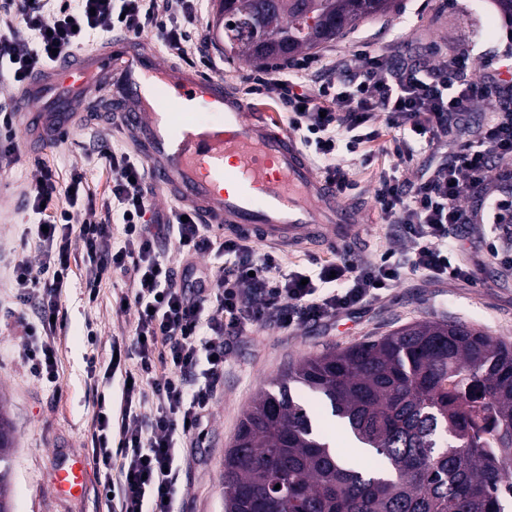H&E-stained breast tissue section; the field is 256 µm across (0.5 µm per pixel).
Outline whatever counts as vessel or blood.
<instances>
[{
  "label": "vessel or blood",
  "mask_w": 512,
  "mask_h": 512,
  "mask_svg": "<svg viewBox=\"0 0 512 512\" xmlns=\"http://www.w3.org/2000/svg\"><path fill=\"white\" fill-rule=\"evenodd\" d=\"M99 84L111 90L101 117L132 141L157 196L231 237L287 246L350 241L356 214L290 133L271 128L222 81L162 61L134 37L66 54L12 90L27 148L74 130ZM87 480L81 459L54 475L57 492L71 496L82 495Z\"/></svg>",
  "instance_id": "b4317fda"
}]
</instances>
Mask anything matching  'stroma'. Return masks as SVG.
<instances>
[{"label":"stroma","instance_id":"stroma-1","mask_svg":"<svg viewBox=\"0 0 512 512\" xmlns=\"http://www.w3.org/2000/svg\"><path fill=\"white\" fill-rule=\"evenodd\" d=\"M143 41L168 62L198 61L200 53L222 58L218 73L225 89L244 94L245 77L252 65L224 56L218 43L202 39L189 45L187 56L165 50L152 31ZM360 42L370 43L398 62L425 59L437 52L447 59L459 50H471L478 73H494L502 56L512 51V22L502 17L492 0H402L398 12L367 19L343 39L318 49L326 61L351 54ZM254 112L266 114L272 126L285 125L280 103L257 95L245 96ZM105 141L119 151L131 150L129 140L108 134L97 119H90L61 141L38 152L20 150L18 160L0 176V247L10 248L26 237L38 222L22 191L50 168L59 184H67L72 171L85 175V190L77 209L81 215L106 217L112 203L111 174L92 150V139ZM343 163L357 183L348 202L359 213L351 251L360 259L398 247L395 227L374 201L373 189L381 167L389 158L378 155L374 165L363 166L359 155L344 154ZM477 214L467 233L473 240L465 260L473 283L433 280L406 272L387 296L368 302L351 315L325 323L307 322L291 331L266 324L245 331L235 343L224 368V390L205 423L203 445L187 449L176 503L178 512H224V453L230 448L244 412L280 371L301 357L326 349H340L383 336L422 320H455L473 325L512 344V271L487 250L498 240L512 246V230L487 221L488 205L482 199L468 202ZM70 280L59 290L60 310L67 322L65 333L55 339L57 385L34 379L21 352L23 330L13 304V279L8 266L0 265V400L4 401L15 431L10 456L12 512H102L97 480L89 478L82 496L59 495L53 484L55 467L66 466L72 454L90 456V434L95 407L89 393L91 380H103L114 337L130 336L134 316L117 310L130 279L121 272L103 281L96 301L84 293L86 270L72 264ZM97 331L98 342L88 345L86 334Z\"/></svg>","mask_w":512,"mask_h":512}]
</instances>
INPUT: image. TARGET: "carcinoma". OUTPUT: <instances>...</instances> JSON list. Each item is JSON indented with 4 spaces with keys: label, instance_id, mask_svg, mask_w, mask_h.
I'll use <instances>...</instances> for the list:
<instances>
[{
    "label": "carcinoma",
    "instance_id": "cac0c4a2",
    "mask_svg": "<svg viewBox=\"0 0 512 512\" xmlns=\"http://www.w3.org/2000/svg\"><path fill=\"white\" fill-rule=\"evenodd\" d=\"M400 0H218L224 52L258 64L344 38ZM318 393L361 448L336 451L290 392ZM224 456V512H505L512 494V345L426 320L287 367ZM12 422L0 404V512Z\"/></svg>",
    "mask_w": 512,
    "mask_h": 512
}]
</instances>
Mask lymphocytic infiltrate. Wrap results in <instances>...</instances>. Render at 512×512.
<instances>
[{
  "label": "lymphocytic infiltrate",
  "mask_w": 512,
  "mask_h": 512,
  "mask_svg": "<svg viewBox=\"0 0 512 512\" xmlns=\"http://www.w3.org/2000/svg\"><path fill=\"white\" fill-rule=\"evenodd\" d=\"M201 21L202 0H65L50 18L39 0H27L16 12L9 0H0V70L22 83L50 66L55 54L81 49L92 31L106 26L134 37L153 29L180 54ZM322 68L317 58L270 64L250 74L247 91L281 103L289 128L335 183L337 195L357 187L337 160L340 149L361 153L368 163L370 145L388 138L390 165L380 172L374 197L404 241L403 252L387 250L361 261L344 250L315 272L280 273L276 252L255 254L242 239L214 241L197 219H183L179 210L154 222L146 164L103 143L97 155L113 175L111 219L79 217V172L62 191L52 172L42 170L25 192L33 211L48 215L45 230L34 233L38 260L13 262L17 305L38 303L37 323L22 325L23 357L33 377L56 380L51 317L70 277L72 240L82 244L88 299H96L112 271L133 274L123 296L136 312L133 337L113 339L109 362L113 372L126 360L136 362L132 382L122 390L120 418L112 416L111 394L92 391L98 413L92 457L108 512H175L182 444L199 433L224 382L232 346L247 328L334 320L393 288L408 269L436 280L473 279L467 266L450 259L464 247L452 229L472 223L464 199L486 191L497 162L512 156V73L477 75L467 51L435 64H399L369 45L357 46L335 76L312 82V72ZM481 100L496 102V109L477 138H461ZM454 133L459 139L446 162L417 182L399 178L422 147L441 148ZM116 224L122 227L118 236L112 232ZM162 240L173 244L181 273L158 252ZM214 250L225 256L216 290L208 270L196 264Z\"/></svg>",
  "instance_id": "f902f5d3"
}]
</instances>
